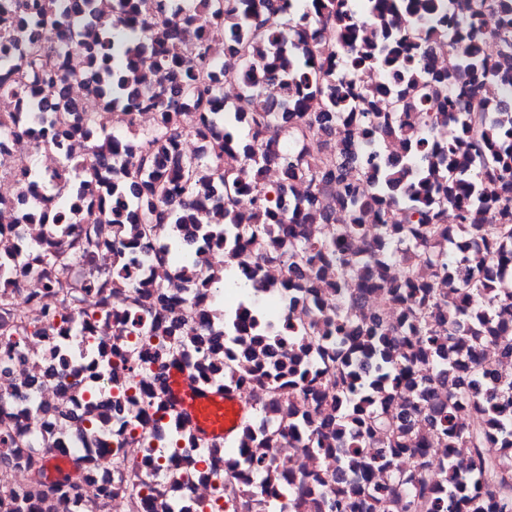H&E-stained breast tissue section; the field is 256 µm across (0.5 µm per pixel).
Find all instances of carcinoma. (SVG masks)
Segmentation results:
<instances>
[{"label": "carcinoma", "mask_w": 512, "mask_h": 512, "mask_svg": "<svg viewBox=\"0 0 512 512\" xmlns=\"http://www.w3.org/2000/svg\"><path fill=\"white\" fill-rule=\"evenodd\" d=\"M13 0L0 10V38L14 54L5 59L0 95L21 96L38 114L45 145L62 158V175L48 178L32 169L18 175L21 186L51 207L18 214V221L49 225L54 250L46 261L64 268V245L80 236L88 220L106 226L118 258L134 242L161 233L170 265L196 273L192 246L179 227H194L201 244L224 242V270L252 269L277 262L300 277V311L283 318L257 303L253 293L239 305L253 309V336L242 342L224 374L242 372L261 349L275 357L281 339L291 338L288 374L300 375L309 355L327 366L335 392L328 416L314 429L296 417L295 403L321 406V384L288 392V411L269 429V447L281 438L304 448L336 442L342 490L322 500L316 482L289 489L291 498L314 512H512V378L491 377L476 358L488 345L512 357V293L486 292L484 261L512 263V0ZM197 9L224 26V74L238 77L243 92L230 115L216 86L204 34L188 41L182 28ZM413 16L400 27L393 17ZM370 17L375 32L358 35L355 19ZM325 25L336 29V44L317 39ZM462 67L448 74L432 63L442 49V33ZM92 62L76 76L67 68L70 50ZM375 70L392 82L360 89L357 73ZM85 84L101 112L118 107L132 115L144 108L158 113L156 124L137 135L134 149L117 148L119 137L95 129L92 116L63 101L66 84ZM277 81L288 116L271 111L261 95ZM320 100L309 108L303 94ZM387 100L384 112L373 101ZM345 124L350 137H372L368 150L334 147L322 137ZM203 148L183 155L178 142L185 125ZM95 132L101 157L89 177L83 161L67 151L69 140ZM279 143L282 178L274 189L255 174L270 162L259 142ZM315 140L324 152L307 162L294 158L299 142ZM237 153L233 170L223 169L224 151ZM496 179L502 192L490 203L481 182ZM305 195L283 208L296 183ZM336 184V207L351 214L365 205V194L382 210V222L367 231L356 222L329 223L322 203L326 186ZM110 204L95 217L81 201L92 186ZM253 190L248 212L237 196ZM497 214L486 227L487 212ZM304 224H322L311 237ZM101 236L88 239L97 246ZM356 241L379 256L367 287L352 294L343 282L351 272ZM399 256L398 276L387 263ZM336 265V297L313 302ZM424 264L437 271L436 286L417 279ZM384 292L403 309V321L357 314L362 296ZM141 338L174 358L180 341L158 321ZM425 419L445 455L433 467L430 448L416 436L415 418ZM385 436L381 448L364 441ZM47 451L27 460L31 483L12 494L17 510L34 497L63 493L64 481L51 478ZM388 469L387 483L372 481L375 459Z\"/></svg>", "instance_id": "obj_1"}]
</instances>
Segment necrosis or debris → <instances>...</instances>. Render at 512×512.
<instances>
[{
    "instance_id": "obj_1",
    "label": "necrosis or debris",
    "mask_w": 512,
    "mask_h": 512,
    "mask_svg": "<svg viewBox=\"0 0 512 512\" xmlns=\"http://www.w3.org/2000/svg\"><path fill=\"white\" fill-rule=\"evenodd\" d=\"M35 135L22 141L0 134V184L22 195L14 173L24 158L42 157ZM50 234L44 224L17 223L13 209L0 212V262L17 273L0 274V352L16 344L19 352L0 364V425L9 426L18 443L11 465L0 464V512H10V491L27 487L28 458L47 447L66 471L70 490L64 502L28 501L24 512H86L90 493L107 496L121 512H244L239 494L256 490L275 512H296L288 488L309 474L324 479L323 492L335 496L336 456L317 450L300 452L280 442L266 448L264 424L281 410L270 406L259 379L273 370L256 355L247 372L224 378V364L235 351L224 334L222 317L210 315L211 295L203 278L178 287L177 272L158 258L157 246L134 245L127 253L130 288L104 285L98 295L77 299L92 274L106 268L112 250L100 246L84 253L73 246L63 273L43 261ZM171 286V302L153 300L134 306L135 285ZM92 316H85L86 307ZM177 326L184 347L178 359L203 387L230 382L248 400L255 425L238 448H226L198 434L170 407L161 385L169 360L139 343L134 323L155 316ZM93 419L92 432L80 431L76 419ZM266 454L277 467L256 472L252 457ZM135 465L117 470L116 457Z\"/></svg>"
}]
</instances>
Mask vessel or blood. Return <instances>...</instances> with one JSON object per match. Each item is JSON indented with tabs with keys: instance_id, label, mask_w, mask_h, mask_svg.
<instances>
[{
	"instance_id": "vessel-or-blood-1",
	"label": "vessel or blood",
	"mask_w": 512,
	"mask_h": 512,
	"mask_svg": "<svg viewBox=\"0 0 512 512\" xmlns=\"http://www.w3.org/2000/svg\"><path fill=\"white\" fill-rule=\"evenodd\" d=\"M167 396L189 419L198 433L207 438H229L230 413H244L242 400L230 388L202 391L192 382L186 368L169 367L165 378Z\"/></svg>"
}]
</instances>
